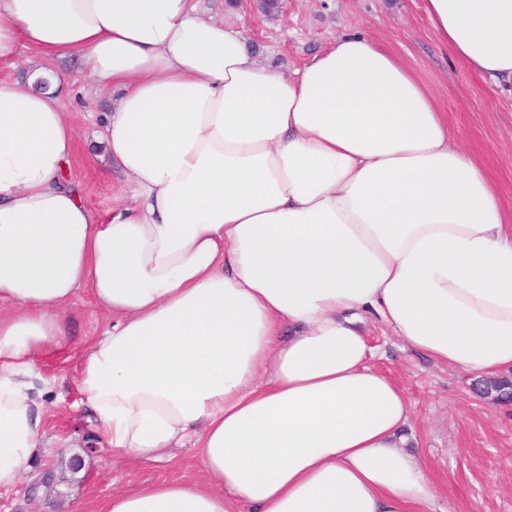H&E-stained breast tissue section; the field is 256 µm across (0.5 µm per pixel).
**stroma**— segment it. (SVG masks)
I'll return each instance as SVG.
<instances>
[{"label": "stroma", "mask_w": 512, "mask_h": 512, "mask_svg": "<svg viewBox=\"0 0 512 512\" xmlns=\"http://www.w3.org/2000/svg\"><path fill=\"white\" fill-rule=\"evenodd\" d=\"M227 21L260 50L264 62L286 73L344 32L389 40L438 98L457 139L485 163L504 203L512 205V94L490 93L481 78L449 56L428 27L421 0H287L277 17L245 2ZM52 68L70 84L63 107L78 138L71 177L87 204L105 214L119 178L105 172L96 143L112 94L92 86L74 55L56 58ZM63 321L68 359L38 363L51 381L41 398L51 445L36 449L15 486L0 488V512H92L105 497L142 484L201 478L194 448L161 462L113 459L73 384L77 355L110 328L112 318L81 288ZM364 328L375 349L372 366L400 384L411 402L410 447L437 488L430 512H512V403L480 397L476 375L436 365L404 346L376 316H367ZM61 439L77 445L85 461L82 475L70 474L68 451L57 445ZM48 469L60 477V486L30 493Z\"/></svg>", "instance_id": "35a3bbf8"}]
</instances>
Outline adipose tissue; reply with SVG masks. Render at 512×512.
<instances>
[{
  "mask_svg": "<svg viewBox=\"0 0 512 512\" xmlns=\"http://www.w3.org/2000/svg\"><path fill=\"white\" fill-rule=\"evenodd\" d=\"M437 40L512 87V0H422ZM0 487L44 439L38 361L77 289L112 316L74 385L116 458L194 444L204 480L96 512H427L405 391L374 370L372 312L434 363L512 370V208L385 42L342 34L263 63L195 0H0ZM70 52L112 90L102 137L127 198L69 176Z\"/></svg>",
  "mask_w": 512,
  "mask_h": 512,
  "instance_id": "1",
  "label": "adipose tissue"
}]
</instances>
